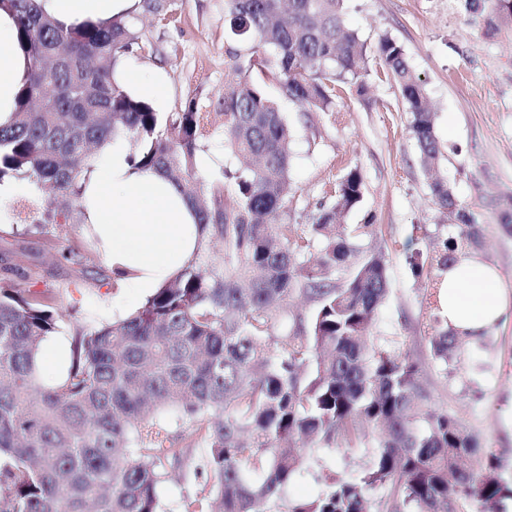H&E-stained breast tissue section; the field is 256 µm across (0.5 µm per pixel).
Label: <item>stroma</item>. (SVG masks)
<instances>
[{"label":"stroma","mask_w":512,"mask_h":512,"mask_svg":"<svg viewBox=\"0 0 512 512\" xmlns=\"http://www.w3.org/2000/svg\"><path fill=\"white\" fill-rule=\"evenodd\" d=\"M345 21L356 29L369 58L364 95L347 91L334 112H307L277 84L268 93L291 130L289 209L283 221L312 224L341 178L358 169L363 199L347 218L373 224L365 249L384 251L390 292L372 331L377 344L402 345L417 360L431 395L428 409L457 418L500 462L512 486V317L485 336L463 344L450 365L435 363L426 342L428 293L406 262L403 247L441 241L448 218L433 204L409 115L397 85L386 78L376 55L380 38L401 45L409 64L426 83L436 113L442 156L439 170L460 207L473 213L482 231L480 254L495 266L512 294V233L502 228L503 205L512 198V23L487 30L466 11L463 0H345ZM130 19L152 52L125 58V68L149 78L164 71L168 81L160 112H174L189 99L215 112L224 95L228 44L224 0H139ZM33 195L27 181L0 218V267L20 273L21 286L51 294L64 313L87 327L127 316L143 302L131 289L98 283L106 263L84 228L49 224L27 233L18 217ZM429 237H418L416 225ZM371 447L355 444L326 457L315 452L285 490L282 500L316 497L328 475L349 476L366 467Z\"/></svg>","instance_id":"obj_1"}]
</instances>
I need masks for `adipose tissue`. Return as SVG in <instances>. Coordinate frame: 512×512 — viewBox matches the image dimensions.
Masks as SVG:
<instances>
[{"instance_id":"ef3b65f1","label":"adipose tissue","mask_w":512,"mask_h":512,"mask_svg":"<svg viewBox=\"0 0 512 512\" xmlns=\"http://www.w3.org/2000/svg\"><path fill=\"white\" fill-rule=\"evenodd\" d=\"M138 0H40L45 14L71 26L108 21L135 11ZM28 59L16 42L13 15L0 10V124L15 110ZM107 163L84 183L86 223L100 239V253L120 288L152 295L194 259L204 231L180 188L162 173L135 168L119 142L104 146ZM512 299L496 267L476 256L448 269L440 314L449 328L478 337L496 326Z\"/></svg>"}]
</instances>
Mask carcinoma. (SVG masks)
<instances>
[{
	"mask_svg": "<svg viewBox=\"0 0 512 512\" xmlns=\"http://www.w3.org/2000/svg\"><path fill=\"white\" fill-rule=\"evenodd\" d=\"M345 0H224L228 51L220 111L195 100L158 112L114 79L118 62L144 49L131 21L65 26L38 0H0L17 25L29 68L15 111L0 124V182L34 186L26 229L84 224L82 182L101 148L120 138L139 169H160L193 204L218 266L193 261L127 317L87 329L43 292L0 276V512H158L159 489L177 474L205 477L188 512H274L306 449L351 446L376 431L370 464L332 477L288 512H371L367 492L388 487V512H503L507 487L492 453L430 399L418 364L369 342L390 291L386 257L365 251L373 224H348L362 200L349 170L309 227L282 224L288 210L291 133L266 86L277 83L307 112H330L344 85L364 92L367 54L344 20ZM492 30L512 22V0H464ZM381 65L410 113L425 169L440 154L424 81L401 46L380 39ZM222 128L255 168L196 173L209 128ZM435 205L459 224L437 249L407 261L438 297L440 273L476 252L479 225L430 177ZM315 260L307 259L314 244ZM345 272L338 283L336 275ZM312 307L290 311L294 296ZM432 358L448 364L461 340L429 303ZM72 326L61 381L40 383L43 342ZM198 435L202 457L183 441Z\"/></svg>",
	"mask_w": 512,
	"mask_h": 512,
	"instance_id": "cac0c4a2",
	"label": "carcinoma"
}]
</instances>
